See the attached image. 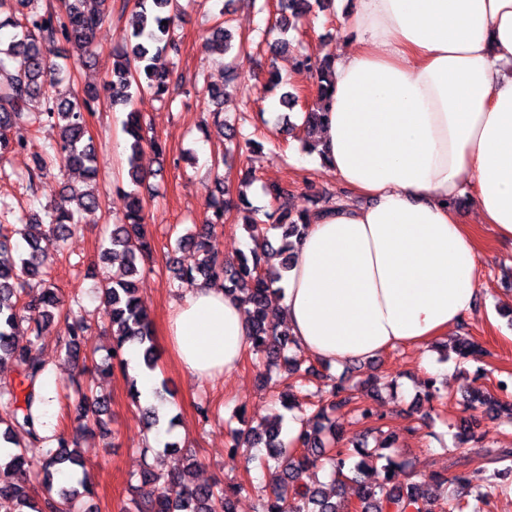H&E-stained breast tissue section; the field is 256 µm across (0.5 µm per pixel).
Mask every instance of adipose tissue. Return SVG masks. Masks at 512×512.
Returning <instances> with one entry per match:
<instances>
[{
	"label": "adipose tissue",
	"instance_id": "obj_1",
	"mask_svg": "<svg viewBox=\"0 0 512 512\" xmlns=\"http://www.w3.org/2000/svg\"><path fill=\"white\" fill-rule=\"evenodd\" d=\"M322 165L366 205L325 206L297 241L281 315L337 367L428 350L472 314L475 241L453 201L512 240V0H350ZM180 367L231 376L250 349L241 301L196 281L169 319Z\"/></svg>",
	"mask_w": 512,
	"mask_h": 512
}]
</instances>
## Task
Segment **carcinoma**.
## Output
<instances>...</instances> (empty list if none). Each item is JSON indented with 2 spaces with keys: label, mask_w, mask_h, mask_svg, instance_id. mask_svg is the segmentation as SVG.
<instances>
[{
  "label": "carcinoma",
  "mask_w": 512,
  "mask_h": 512,
  "mask_svg": "<svg viewBox=\"0 0 512 512\" xmlns=\"http://www.w3.org/2000/svg\"><path fill=\"white\" fill-rule=\"evenodd\" d=\"M33 0H0V30L16 29L12 40L0 47V158L14 152L30 151L34 167L27 173L28 187L44 175L47 165L59 168H79L90 181L97 180L98 168L92 137L87 128V115L93 105L108 101L111 105H132L135 96L143 90L150 91L160 101L171 103L175 94L202 93L214 105L210 111L213 130L238 151L253 145L250 139H237L235 128L224 119L223 101L226 88L206 85L202 88L186 87L183 77L168 69L156 66V59L167 53L179 54L180 42L174 33L175 20L180 11L179 0H135L129 38L114 51L117 62L112 74L104 79L101 88L87 90L84 95L67 97L57 91L66 80L67 71L54 60V48L61 42L72 44L81 59L93 52L97 29L112 12L115 0H64L61 11L52 8L42 12L30 10L21 16L12 12V4L23 8ZM334 0H278L280 26L286 31L293 21L316 8L321 12L333 9ZM211 47L226 54L233 48V34L229 28L218 24L208 39ZM298 67L312 73L315 101L305 112L304 127L314 130L325 115V105L334 90L332 60L303 52L296 60ZM258 74L267 76L266 88L274 89L284 83L274 65L261 59L256 61ZM40 101L42 108L34 111L30 102ZM145 120L141 113L130 110L123 124V132L130 141L127 157V177L134 188L119 189L124 196L122 215L112 225L109 239L102 249V256H112L125 271L124 276L106 282L101 289L100 303L112 326V351L114 354L97 367L102 373H112L114 367L126 371L124 358L126 346L138 344L145 367H156L157 353L153 342L151 321L137 297V280L143 265L153 254L152 244L145 230V205L136 187L143 184L147 174L137 163L143 144H148L157 154H163L161 143L145 135ZM15 126H49L57 130V138L37 149L24 138L9 139L2 131ZM101 206L98 188L62 187L60 201L44 210L37 218L41 230L38 236L30 233L32 225L24 223L4 229L0 233V364L9 363L20 377L18 384L0 385V440L8 450H0V499L15 503L17 512H70V504L83 493L92 494L85 469L78 436L92 431L96 426L105 428L103 415L107 408L104 399L94 388L92 379L85 377L86 366H81L72 376L77 401L74 433L60 432L55 436L56 445L46 446L49 438L42 434L44 422L41 393L47 377V366L36 341L43 329L60 313L61 301L55 288L46 279L47 268L61 253L64 241L80 228L79 215ZM206 206L211 211L207 223L177 239V249L195 255V260L183 265L172 261L170 270L178 280L224 281V291L240 298L251 313V352L263 355L269 365L283 362L284 391L281 399L290 407L299 405L301 382L315 373L313 367L302 368V363L287 356L293 340L287 332L278 330L271 316V305L281 299L283 289L274 287L281 279L277 273L264 268V253L268 250V233L282 230L279 252L283 255L282 268L289 270L293 259L291 238L303 234L306 225L320 208L303 209L295 214L287 211L268 215L270 224H261L256 209L243 194L238 198L225 197L223 182L214 179ZM243 219L254 247L240 253L232 262L224 261V254L216 245V228L225 222L227 215ZM19 235L26 243L25 250L17 252L10 245V238ZM26 322L30 338L22 343L15 336V329ZM67 342L66 353L73 362L80 360L79 343L87 329L82 311L72 308L64 313ZM461 362L477 360L484 354L483 346L473 337L461 336L455 346ZM502 396L493 397L476 388L466 400V406L480 408L488 413H507L512 416V397L509 382L502 381ZM354 399L344 382L336 381L328 390L327 403L301 418V428L285 445L281 439V422L269 421L266 426L244 431H230V453L241 448L263 447L267 455L261 465L284 478L294 486L292 497L286 499L278 493L270 495L263 505V512H348L349 506L339 505L332 497L304 480L310 469L327 464L333 482L342 483L345 471H363L373 458L385 460V481L374 485L359 483L355 512H433L431 503L436 496L431 487L452 483L462 489L471 486L469 473L457 469L451 477L434 474L424 490L417 484L396 486L392 484L393 472L398 467L396 449L392 443L382 444L384 452L376 453L356 445L353 448L326 446L323 435L336 438L338 427L332 413L345 408ZM41 447L38 460L27 456L26 448ZM144 458L140 475L141 498L135 502L136 512H234L233 498L245 486L236 483L221 488L217 485L195 484L188 486L183 473L163 474L146 458L154 452L151 445L139 448ZM41 476V491L31 482V470ZM67 472L76 483L61 482L57 475ZM497 490L490 485L472 494V500L458 502L456 512H488Z\"/></svg>",
  "instance_id": "1"
}]
</instances>
